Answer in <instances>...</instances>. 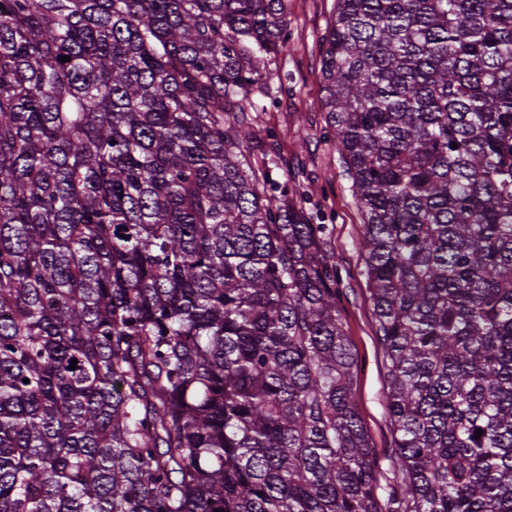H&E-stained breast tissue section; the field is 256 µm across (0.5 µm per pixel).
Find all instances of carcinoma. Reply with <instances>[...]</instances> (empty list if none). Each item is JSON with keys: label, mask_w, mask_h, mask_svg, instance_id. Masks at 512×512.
I'll return each mask as SVG.
<instances>
[{"label": "carcinoma", "mask_w": 512, "mask_h": 512, "mask_svg": "<svg viewBox=\"0 0 512 512\" xmlns=\"http://www.w3.org/2000/svg\"><path fill=\"white\" fill-rule=\"evenodd\" d=\"M287 2L0 0V512H381L324 225L249 160ZM320 65L403 512H512V0H336Z\"/></svg>", "instance_id": "obj_1"}]
</instances>
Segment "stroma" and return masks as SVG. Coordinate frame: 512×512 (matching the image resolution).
I'll list each match as a JSON object with an SVG mask.
<instances>
[{"label": "stroma", "instance_id": "1", "mask_svg": "<svg viewBox=\"0 0 512 512\" xmlns=\"http://www.w3.org/2000/svg\"><path fill=\"white\" fill-rule=\"evenodd\" d=\"M335 9L336 0H288V39L269 62L252 114L267 150L252 152L251 162L274 180L299 185L311 222L326 227L324 247L338 265L343 328L361 365L354 394L374 450L376 476L389 495L399 490L402 474L385 406L382 353L364 273L362 213L322 106L319 40Z\"/></svg>", "mask_w": 512, "mask_h": 512}]
</instances>
